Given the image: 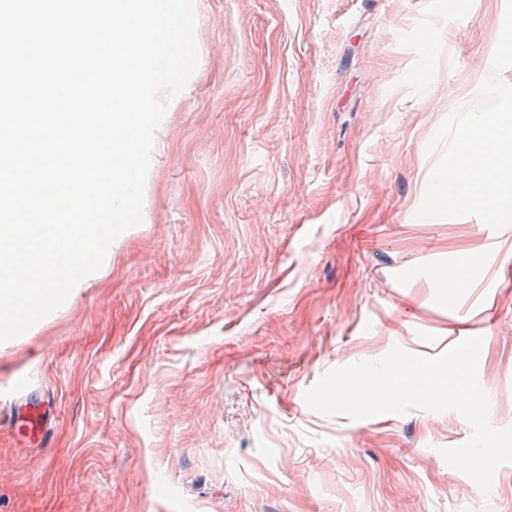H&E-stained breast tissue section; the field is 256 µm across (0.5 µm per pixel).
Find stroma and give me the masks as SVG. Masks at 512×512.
I'll list each match as a JSON object with an SVG mask.
<instances>
[{"mask_svg": "<svg viewBox=\"0 0 512 512\" xmlns=\"http://www.w3.org/2000/svg\"><path fill=\"white\" fill-rule=\"evenodd\" d=\"M143 222L0 343V512H512L450 467L458 412L304 396L393 346L479 336L512 399V225L421 218L428 146L491 72L505 0H195ZM473 257L461 287L438 279Z\"/></svg>", "mask_w": 512, "mask_h": 512, "instance_id": "obj_1", "label": "stroma"}]
</instances>
